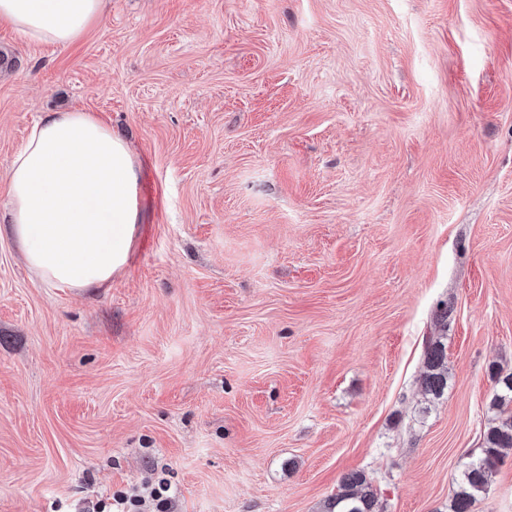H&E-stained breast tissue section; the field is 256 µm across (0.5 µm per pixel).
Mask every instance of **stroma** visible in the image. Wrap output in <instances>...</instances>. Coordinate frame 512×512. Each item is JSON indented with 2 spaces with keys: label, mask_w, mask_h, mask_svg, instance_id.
Instances as JSON below:
<instances>
[{
  "label": "stroma",
  "mask_w": 512,
  "mask_h": 512,
  "mask_svg": "<svg viewBox=\"0 0 512 512\" xmlns=\"http://www.w3.org/2000/svg\"><path fill=\"white\" fill-rule=\"evenodd\" d=\"M64 108L127 138L141 221L86 290L0 234V512L160 475L178 512H323L353 470L379 512H450L512 373V0H106L56 48L0 23V225ZM473 512H512V457ZM451 308L440 304L432 318V324L438 329V336L423 337L420 385L427 399L440 398L448 388V363L445 352L444 337L440 336L448 328V316Z\"/></svg>",
  "instance_id": "35a3bbf8"
}]
</instances>
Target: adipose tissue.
I'll return each instance as SVG.
<instances>
[{
    "mask_svg": "<svg viewBox=\"0 0 512 512\" xmlns=\"http://www.w3.org/2000/svg\"><path fill=\"white\" fill-rule=\"evenodd\" d=\"M105 0H0V21L32 41L66 46L100 23ZM138 163L96 115L36 123L6 175L10 230L46 282L99 288L123 269L139 220Z\"/></svg>",
    "mask_w": 512,
    "mask_h": 512,
    "instance_id": "adipose-tissue-1",
    "label": "adipose tissue"
}]
</instances>
